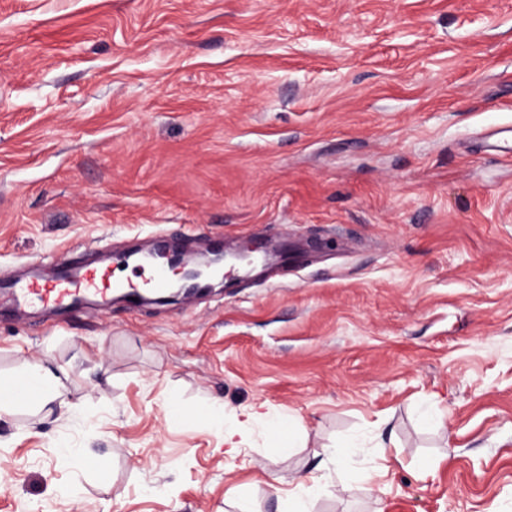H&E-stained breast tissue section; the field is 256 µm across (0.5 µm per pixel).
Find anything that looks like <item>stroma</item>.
Wrapping results in <instances>:
<instances>
[{
	"label": "stroma",
	"instance_id": "obj_1",
	"mask_svg": "<svg viewBox=\"0 0 512 512\" xmlns=\"http://www.w3.org/2000/svg\"><path fill=\"white\" fill-rule=\"evenodd\" d=\"M267 240L312 260L134 311L0 289V377L67 372L0 415V512H286L304 478L311 512H512V0H0L1 277ZM249 407L302 446L225 453ZM18 377H24L36 389L40 406L62 396L64 389L62 377L41 362H33L18 375L0 381V411L13 409L16 405L12 383ZM358 445L354 439H347L342 443L329 447L326 453L329 458L336 464V473L345 470L353 457L357 455Z\"/></svg>",
	"mask_w": 512,
	"mask_h": 512
}]
</instances>
